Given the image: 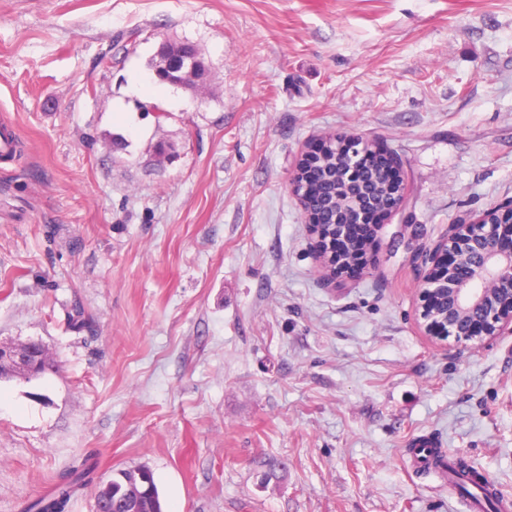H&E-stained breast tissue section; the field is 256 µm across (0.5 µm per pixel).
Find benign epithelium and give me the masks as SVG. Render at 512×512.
Returning a JSON list of instances; mask_svg holds the SVG:
<instances>
[{
    "label": "benign epithelium",
    "instance_id": "7a95c632",
    "mask_svg": "<svg viewBox=\"0 0 512 512\" xmlns=\"http://www.w3.org/2000/svg\"><path fill=\"white\" fill-rule=\"evenodd\" d=\"M170 75V84L203 94L208 88L204 67L183 57L163 59L153 73ZM351 161L345 178L355 173L358 157L369 153L400 168L392 155L361 136H340ZM418 297L420 317L430 331L454 337L458 343L482 344L495 336L512 333V200L498 204L465 224H455L448 237L426 250ZM448 292L447 309L439 316L432 310V297L439 289ZM18 362L24 377L38 375L40 362L24 356L23 345L0 343V365Z\"/></svg>",
    "mask_w": 512,
    "mask_h": 512
}]
</instances>
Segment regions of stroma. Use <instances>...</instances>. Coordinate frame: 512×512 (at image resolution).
Listing matches in <instances>:
<instances>
[{
    "mask_svg": "<svg viewBox=\"0 0 512 512\" xmlns=\"http://www.w3.org/2000/svg\"><path fill=\"white\" fill-rule=\"evenodd\" d=\"M164 37L210 96L155 82ZM3 122L0 342L53 366L0 381V512L86 458L66 512L140 465L166 512H458L424 438L512 499V334L432 338L418 300L421 252L512 200V0H0ZM327 135L407 186L332 283L290 187ZM436 451L443 456L445 450L439 448L436 443L431 441H421L415 444V448H407L412 466L419 471H434V456Z\"/></svg>",
    "mask_w": 512,
    "mask_h": 512,
    "instance_id": "1",
    "label": "stroma"
}]
</instances>
